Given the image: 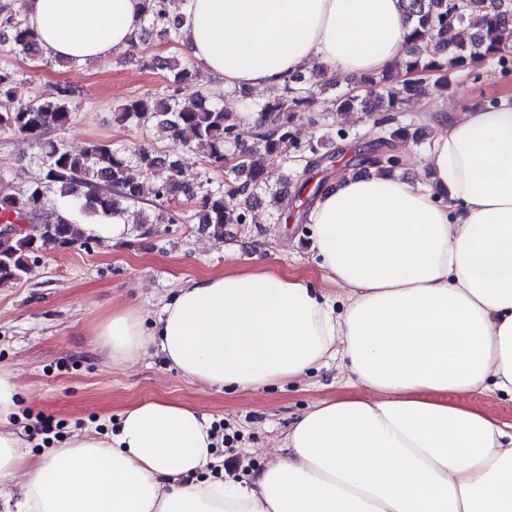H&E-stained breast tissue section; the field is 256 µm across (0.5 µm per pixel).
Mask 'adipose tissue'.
<instances>
[{
  "label": "adipose tissue",
  "mask_w": 512,
  "mask_h": 512,
  "mask_svg": "<svg viewBox=\"0 0 512 512\" xmlns=\"http://www.w3.org/2000/svg\"><path fill=\"white\" fill-rule=\"evenodd\" d=\"M43 54L82 65L130 47L143 0H22ZM182 47L229 89L266 91L319 65L345 79L405 51L400 0H183ZM407 172L337 176L307 215L342 297L298 274L187 281L156 322L117 310L93 330L113 363L155 349L192 382L257 390L342 354L364 395L318 403L244 484L208 418L132 404L27 464L0 430V512H512V424L448 394L512 399V93L442 116Z\"/></svg>",
  "instance_id": "obj_1"
}]
</instances>
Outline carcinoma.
Masks as SVG:
<instances>
[{"instance_id": "1", "label": "carcinoma", "mask_w": 512, "mask_h": 512, "mask_svg": "<svg viewBox=\"0 0 512 512\" xmlns=\"http://www.w3.org/2000/svg\"><path fill=\"white\" fill-rule=\"evenodd\" d=\"M149 28L156 37L177 43L185 16L168 10L167 0H144ZM409 26L407 56L384 73L363 78L361 95H336V108L350 112H377L375 124L389 135L361 152L346 165L358 173L371 167L391 172L401 166L394 142L412 136L399 124L398 112L408 99H424L430 88L459 89L465 81L480 79L483 68L505 65L512 53V0H402ZM0 42L9 51L34 59L41 55L34 30L21 11L0 5ZM170 85L156 97L132 98L116 108L114 120L122 126L156 124L167 133L172 153L161 159L144 147L114 148L92 141L73 152L46 138L48 132L69 125L78 90L72 85L57 88L51 97L19 103L14 98L19 73L0 69V130L13 132L38 145L42 175L17 192L0 190V223L26 216L34 224L25 232L0 233V282L29 279L40 256L48 250L84 244L78 224L101 214L122 215L139 201L142 185L134 173L152 176L158 212L154 220L141 217L135 224L149 232V224H178L180 213L168 203L184 199L198 208L199 223L212 235L224 236V225L249 221L254 192L274 178L283 145L293 139L291 117L295 112L318 111L319 95L337 85L336 77L316 67L310 75L296 73L273 91V98L259 106L254 116L212 104L213 92L199 85L192 72L177 59L166 62ZM465 81H459V78ZM250 122L252 143L240 153L235 178L215 189L189 186L182 180L185 158L199 152L210 164L224 169L228 147L237 146ZM57 188L66 196L84 198L75 209L62 211L50 204L48 193ZM237 200L230 208L227 199Z\"/></svg>"}]
</instances>
